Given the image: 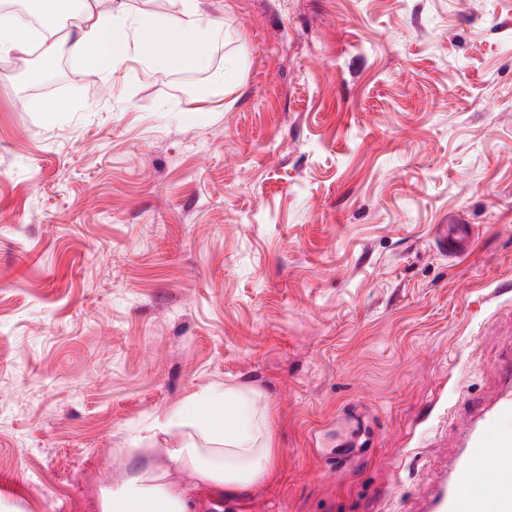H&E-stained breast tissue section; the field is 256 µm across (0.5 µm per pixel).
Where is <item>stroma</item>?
Masks as SVG:
<instances>
[{"label": "stroma", "mask_w": 512, "mask_h": 512, "mask_svg": "<svg viewBox=\"0 0 512 512\" xmlns=\"http://www.w3.org/2000/svg\"><path fill=\"white\" fill-rule=\"evenodd\" d=\"M201 7L205 70L0 62V499L96 512L143 424L248 381L277 476L226 512H401L512 348V0ZM435 244L441 253L451 258H458L469 248L468 228L464 224H439Z\"/></svg>", "instance_id": "35a3bbf8"}]
</instances>
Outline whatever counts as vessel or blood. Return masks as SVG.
I'll use <instances>...</instances> for the list:
<instances>
[{
    "label": "vessel or blood",
    "mask_w": 512,
    "mask_h": 512,
    "mask_svg": "<svg viewBox=\"0 0 512 512\" xmlns=\"http://www.w3.org/2000/svg\"><path fill=\"white\" fill-rule=\"evenodd\" d=\"M437 249L457 258L469 248L462 224H441ZM499 387L457 418L458 445L444 464L431 467L422 491L405 512H512V354L495 368Z\"/></svg>",
    "instance_id": "obj_1"
}]
</instances>
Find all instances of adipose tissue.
Segmentation results:
<instances>
[{"label":"adipose tissue","mask_w":512,"mask_h":512,"mask_svg":"<svg viewBox=\"0 0 512 512\" xmlns=\"http://www.w3.org/2000/svg\"><path fill=\"white\" fill-rule=\"evenodd\" d=\"M94 3L25 0L26 12L38 17L44 29L37 42L26 23L0 14V58L35 45L44 59L65 53L79 66L110 76L133 45L149 38L157 46L147 66L195 70L207 65L221 33L192 2L172 17L135 18L124 0H112L103 12ZM177 41L190 44L191 52L174 53ZM262 397L254 385H214L191 394L175 411L155 417L144 429L148 447L131 451L139 459L133 474L116 482L110 472L101 473L98 512H191L201 495L233 497L267 481L276 449L269 417L257 408ZM160 434L177 437L176 447H152ZM172 462L194 472L193 485L169 480Z\"/></svg>","instance_id":"ef3b65f1"}]
</instances>
